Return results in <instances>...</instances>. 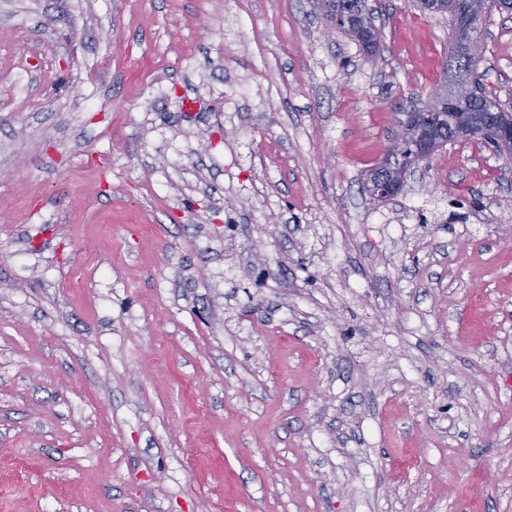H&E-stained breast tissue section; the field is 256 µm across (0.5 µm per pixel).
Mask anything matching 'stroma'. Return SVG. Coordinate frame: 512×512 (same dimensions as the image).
<instances>
[{"mask_svg":"<svg viewBox=\"0 0 512 512\" xmlns=\"http://www.w3.org/2000/svg\"><path fill=\"white\" fill-rule=\"evenodd\" d=\"M370 3L0 0V512H512V161L370 197L451 31ZM359 2L363 11L366 13L369 21V14H372V9L368 5V0H321L322 13L327 23L331 22L338 11H344L349 8V5H356ZM329 29L339 31L340 29L352 30V24L347 15H337L336 20L329 25Z\"/></svg>","mask_w":512,"mask_h":512,"instance_id":"35a3bbf8","label":"stroma"}]
</instances>
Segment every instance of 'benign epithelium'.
<instances>
[{
  "mask_svg": "<svg viewBox=\"0 0 512 512\" xmlns=\"http://www.w3.org/2000/svg\"><path fill=\"white\" fill-rule=\"evenodd\" d=\"M512 10V0H468L462 10L450 14L452 27L457 31L460 56L477 60L484 52V38L475 19L490 10ZM404 147H388L376 164L368 193L382 201L393 200L404 193L407 177L447 145L445 136L453 133L458 139L478 134L497 147L501 154H512V114L489 108L484 112L465 110L453 91L430 97L400 121Z\"/></svg>",
  "mask_w": 512,
  "mask_h": 512,
  "instance_id": "obj_1",
  "label": "benign epithelium"
}]
</instances>
